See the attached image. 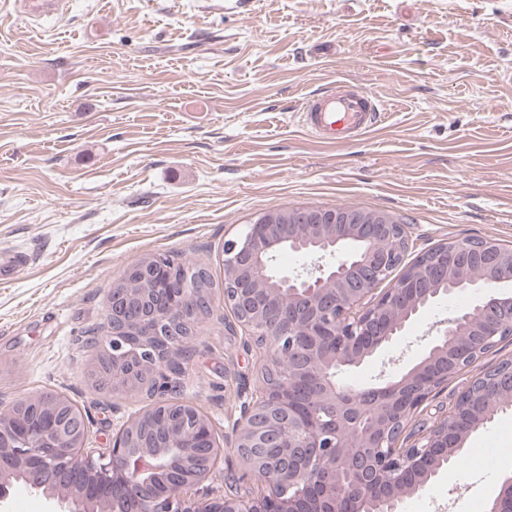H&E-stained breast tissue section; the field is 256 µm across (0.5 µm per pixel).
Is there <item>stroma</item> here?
I'll return each instance as SVG.
<instances>
[{
    "label": "stroma",
    "mask_w": 512,
    "mask_h": 512,
    "mask_svg": "<svg viewBox=\"0 0 512 512\" xmlns=\"http://www.w3.org/2000/svg\"><path fill=\"white\" fill-rule=\"evenodd\" d=\"M341 79L387 112L359 140L323 146L301 123ZM356 206L409 225L416 249L459 238L512 245V0H71L59 18L0 11V250L31 257L0 283V409L59 395L88 424L86 447L151 403L97 382L109 291L150 254L206 267L212 312L189 343L173 399L226 434L209 480L241 495L228 436L263 382L264 346L224 306L225 240L275 207ZM438 299L388 350L344 370L368 387L424 354L469 306ZM512 359V338L438 388L413 425L442 418L470 379ZM512 475V411L467 440L457 465L401 512H489ZM12 483L0 512H61Z\"/></svg>",
    "instance_id": "35a3bbf8"
}]
</instances>
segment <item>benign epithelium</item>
<instances>
[{
  "mask_svg": "<svg viewBox=\"0 0 512 512\" xmlns=\"http://www.w3.org/2000/svg\"><path fill=\"white\" fill-rule=\"evenodd\" d=\"M355 242L360 249L347 252ZM409 225L355 206L274 208L224 241V305L250 339H272L261 388L232 426L246 470L264 472L257 495L210 497L199 485L220 460V440L195 406L161 399L127 419L112 448L83 452L86 422L56 395L0 411V500L12 481L69 512H397L453 465L466 439L512 410V360L470 380L448 415L420 433L412 415L439 386L512 335V245L491 238L441 242L410 256ZM285 249L332 262L281 275ZM199 275L168 273L147 256L113 284L103 361L114 386L170 383L166 363L195 335ZM476 300L444 322L419 362L395 380L349 388L337 370L388 348L440 296ZM490 512H512V476Z\"/></svg>",
  "mask_w": 512,
  "mask_h": 512,
  "instance_id": "7a95c632",
  "label": "benign epithelium"
}]
</instances>
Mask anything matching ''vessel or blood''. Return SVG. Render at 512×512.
<instances>
[{
  "label": "vessel or blood",
  "mask_w": 512,
  "mask_h": 512,
  "mask_svg": "<svg viewBox=\"0 0 512 512\" xmlns=\"http://www.w3.org/2000/svg\"><path fill=\"white\" fill-rule=\"evenodd\" d=\"M16 13L32 18L61 16L68 0H11ZM383 110L381 100L347 81L309 96L302 108L303 126L318 143L333 146L363 137L374 128ZM28 262L25 254L0 251V281L14 277Z\"/></svg>",
  "instance_id": "1"
}]
</instances>
